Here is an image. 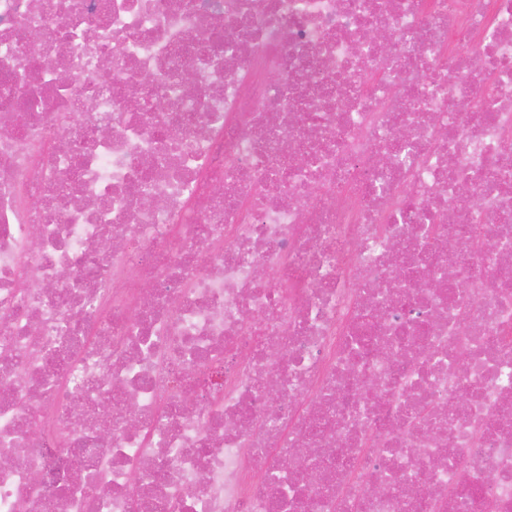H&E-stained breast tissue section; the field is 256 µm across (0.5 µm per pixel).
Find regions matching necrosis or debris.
Returning a JSON list of instances; mask_svg holds the SVG:
<instances>
[{"label": "necrosis or debris", "instance_id": "1", "mask_svg": "<svg viewBox=\"0 0 512 512\" xmlns=\"http://www.w3.org/2000/svg\"><path fill=\"white\" fill-rule=\"evenodd\" d=\"M0 512H512V0H0Z\"/></svg>", "mask_w": 512, "mask_h": 512}]
</instances>
